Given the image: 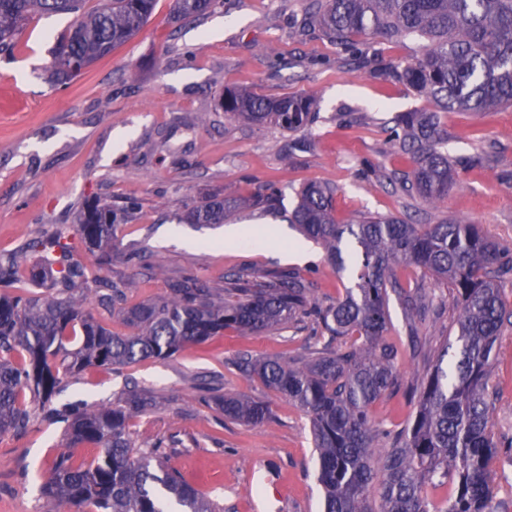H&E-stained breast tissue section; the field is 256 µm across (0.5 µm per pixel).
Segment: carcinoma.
Segmentation results:
<instances>
[{"label": "carcinoma", "mask_w": 512, "mask_h": 512, "mask_svg": "<svg viewBox=\"0 0 512 512\" xmlns=\"http://www.w3.org/2000/svg\"><path fill=\"white\" fill-rule=\"evenodd\" d=\"M157 0H0V59L9 60L29 23L44 15L72 14L73 27L57 38L46 82L66 89L83 69L135 38ZM223 0H173V19L199 20ZM303 29H317L339 55L374 77L402 83L432 98L438 110L401 112L392 118L390 141L409 155L412 171L402 188L427 202L447 196L458 162L448 156L441 112H491L512 106V0H313ZM386 42L426 38L422 57L402 66L370 51L365 37ZM224 113L248 124L290 133L316 122L306 97L266 98L247 89L224 88ZM281 189L259 185L253 204L273 209ZM334 191L309 182L292 214L307 238L321 245L337 272H355V285L324 306L312 284L291 270L224 278L212 288L194 277L172 285L163 299L126 305L135 283L101 277L112 263L115 231L137 210L134 199L114 207L85 200L73 230L59 227L0 255V434L31 424L28 404L47 403L60 376L92 367L130 366L167 359L188 344H202L232 329L241 336L268 332L308 319L321 347L288 359L248 361L246 369L310 418L317 453L322 512H498L494 470L512 445L495 439L489 388L492 353L512 309L502 300L512 284V249L498 246L477 224L455 218L411 224L398 217L367 216L340 224ZM235 202L217 194L188 215L193 224H222ZM97 256V268L73 261L76 245ZM407 261L438 281L452 284L460 312L453 339L437 348L429 370L411 392L417 408L408 423L388 430L371 407L398 391L399 352L388 335L389 293L407 317L440 313L433 301L410 294L393 276ZM44 287L47 293L37 289ZM119 308L127 332L117 333L84 308L91 297ZM224 417L257 424L271 419L263 401L240 395L203 394ZM154 397L133 386L102 408H76L62 416L70 443L58 453L44 493L75 512H223L212 499L173 472H159L132 447L129 422L154 406ZM97 448L89 461L72 449ZM445 486L440 502L426 485Z\"/></svg>", "instance_id": "carcinoma-1"}]
</instances>
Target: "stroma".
<instances>
[{
  "instance_id": "1",
  "label": "stroma",
  "mask_w": 512,
  "mask_h": 512,
  "mask_svg": "<svg viewBox=\"0 0 512 512\" xmlns=\"http://www.w3.org/2000/svg\"><path fill=\"white\" fill-rule=\"evenodd\" d=\"M171 0H157L144 29L112 54L85 69L68 88L44 80L57 36L70 15L32 21L15 50L0 62V253L74 222L85 198L115 205L136 199L139 208L118 225L106 276L134 280L132 303L166 297L172 282L191 274L214 288L226 276L284 266L282 254L300 235L288 215L297 191L317 181L335 187L336 219L348 223L372 213L416 224L465 218L483 226L493 241L512 248V107L494 112H449L448 154L460 159L447 196L427 204L402 189L407 157L388 142L387 123L397 112L431 111L435 104L408 87L369 77L347 65L320 32L301 34L310 0H224L197 22H176ZM281 98L306 96L319 118L299 138L305 151L289 155L297 136L273 126L256 127L225 116L218 104L224 87ZM279 182L277 210L253 206L259 183ZM237 200L225 223L198 226L184 218L209 195ZM277 230L263 246L226 242L228 228ZM140 251L160 272L146 274L127 262ZM297 270L312 282L322 304L342 296L350 277H338L320 246ZM397 279L443 305L440 318L407 322L398 298L389 301L391 336L400 350L399 372L412 378V340L436 349L453 335L459 312L451 286L400 265ZM308 331L293 327L240 336L234 331L190 345L165 360L92 368L62 379L55 406L80 401L109 405L129 382L151 392L154 407L136 418L130 439L138 448L163 441L167 468L224 512H253L260 491L254 470L273 469L280 480L277 512H321L308 416L257 377L240 371V356L290 358L304 353ZM269 404L270 421L242 425L198 400V388ZM490 390L493 431L512 439V325H504L493 355ZM35 419L22 433L0 435V512H73L50 505L43 487L51 476L66 426Z\"/></svg>"
}]
</instances>
